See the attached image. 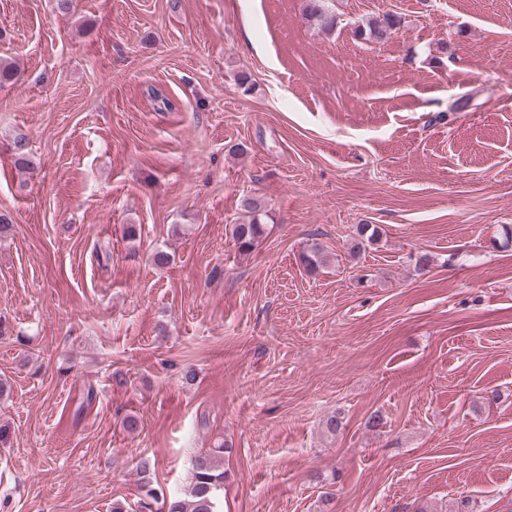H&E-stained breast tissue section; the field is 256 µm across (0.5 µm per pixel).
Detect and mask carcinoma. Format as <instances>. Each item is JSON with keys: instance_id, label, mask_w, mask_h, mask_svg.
Returning <instances> with one entry per match:
<instances>
[{"instance_id": "carcinoma-1", "label": "carcinoma", "mask_w": 512, "mask_h": 512, "mask_svg": "<svg viewBox=\"0 0 512 512\" xmlns=\"http://www.w3.org/2000/svg\"><path fill=\"white\" fill-rule=\"evenodd\" d=\"M305 13L311 20L322 23L327 30L333 29L336 17L328 8V0H305ZM400 20L397 16L387 13L380 20L367 25L354 24L353 35L361 40L380 43L390 37ZM14 163L20 169L31 166L27 142L21 136L14 141ZM244 220L232 225V238L237 251L249 254L257 246L266 231L265 219L269 218L264 201L259 197L248 196L242 200ZM327 261V256L319 245H312L300 254V262L312 275ZM226 452L225 443L220 441L212 447L199 451L192 459L191 476L183 495L169 499L158 494L150 480V461L140 460L138 464L139 485L142 509L152 510V505L162 502L163 512H219L218 503L224 490V470L220 466V458Z\"/></svg>"}]
</instances>
